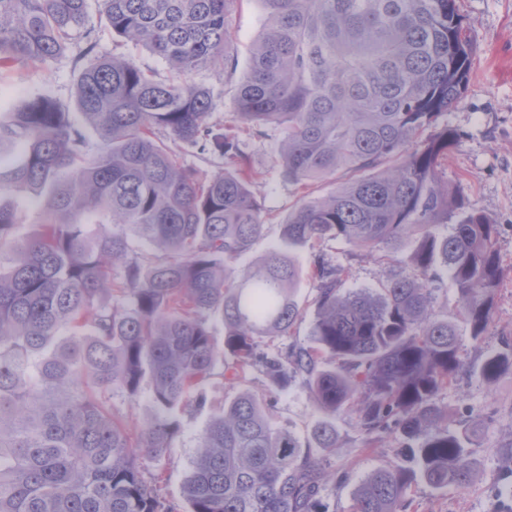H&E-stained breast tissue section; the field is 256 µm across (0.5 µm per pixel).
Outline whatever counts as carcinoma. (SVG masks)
Segmentation results:
<instances>
[{
  "label": "carcinoma",
  "mask_w": 512,
  "mask_h": 512,
  "mask_svg": "<svg viewBox=\"0 0 512 512\" xmlns=\"http://www.w3.org/2000/svg\"><path fill=\"white\" fill-rule=\"evenodd\" d=\"M233 2L103 0L112 36L165 61L173 78L159 80L97 54L89 0H0V75L83 44L78 117L39 94L0 112V192H38L39 224L19 240L18 209L0 199V251L11 253L0 263V512H174L146 461L181 432L183 407L208 404L217 376L238 391L198 435L185 512H318L321 457L336 452L334 416L349 404L366 434L401 436L416 464L367 475L354 512H399L417 481L443 490L473 479L470 432L441 424L435 404L462 360L429 288L448 276L472 340L486 339L499 228L445 176L459 134L443 117L471 74L459 0H256L264 25L231 130L192 78L235 70ZM270 129L284 130L289 182L344 181L288 213L292 254L271 249L242 267L264 219L243 138ZM166 134L219 165L182 163ZM409 239V269L375 289L343 290L323 251L344 240L378 258ZM305 274L317 282L310 343L259 350L307 315ZM255 370L274 391L310 388L324 412L310 437L272 425L247 387ZM507 371L511 345L479 367L488 382ZM115 390L131 402L149 392L142 428L114 412Z\"/></svg>",
  "instance_id": "carcinoma-1"
}]
</instances>
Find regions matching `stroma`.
<instances>
[{
  "instance_id": "obj_1",
  "label": "stroma",
  "mask_w": 512,
  "mask_h": 512,
  "mask_svg": "<svg viewBox=\"0 0 512 512\" xmlns=\"http://www.w3.org/2000/svg\"><path fill=\"white\" fill-rule=\"evenodd\" d=\"M103 0H91L90 21L98 28V52L123 55L138 65L168 76L167 64L131 42L112 37L100 25ZM472 42L470 80L460 101L448 111L449 128L460 139L448 154V186L460 190L470 205L499 226L502 278L495 298V310L484 346H476L467 329H460L459 341L464 370L436 403L452 428L472 433L475 476L465 488L432 490L424 483L413 484L404 512H512V374L494 382L485 381L478 368L487 351L500 348L502 340L512 341V0H460ZM263 27L257 0H238L228 18V40L235 51L238 67L234 73L218 75L206 71L197 76L208 85L216 104L214 118L224 126L238 123L235 96L249 62V48ZM78 46L39 68L26 66L0 77V108L19 99L43 94L73 107L78 71L74 58ZM278 132L265 138L247 140L245 149L259 177L253 191L264 207V229L245 264L260 259L272 245L278 244L281 225L301 196L321 197L332 192L337 183L326 180L300 191L288 182L278 164ZM325 252L344 271L345 288H375L387 276L389 266L408 262L407 251L390 254L386 260L361 257L349 243L330 242ZM249 388L266 397L271 405L273 423L286 427L299 437H307L321 412L311 390L302 384L288 391L270 392L265 377L252 372ZM210 411L185 408L182 431L172 438L155 466L163 474L162 494L183 512L182 485L197 448V436ZM339 446L326 456L322 465L328 473H346L342 483L327 482L320 502L323 512H352L354 490L371 471L399 462L404 446L399 435L383 436L378 441L358 426L353 411L336 415Z\"/></svg>"
}]
</instances>
